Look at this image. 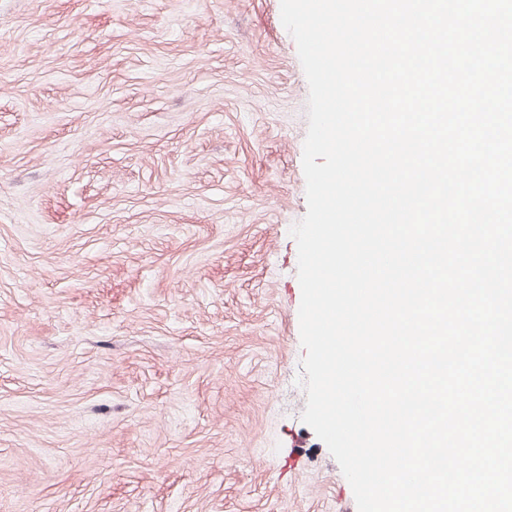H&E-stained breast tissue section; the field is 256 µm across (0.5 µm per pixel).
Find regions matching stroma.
<instances>
[{"label":"stroma","mask_w":512,"mask_h":512,"mask_svg":"<svg viewBox=\"0 0 512 512\" xmlns=\"http://www.w3.org/2000/svg\"><path fill=\"white\" fill-rule=\"evenodd\" d=\"M280 0H0V512H357L301 415Z\"/></svg>","instance_id":"obj_1"}]
</instances>
